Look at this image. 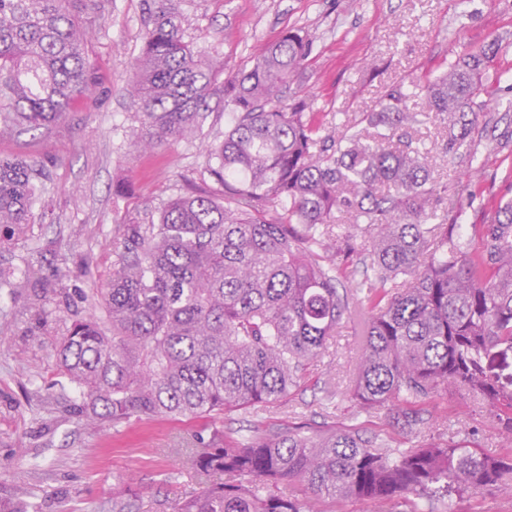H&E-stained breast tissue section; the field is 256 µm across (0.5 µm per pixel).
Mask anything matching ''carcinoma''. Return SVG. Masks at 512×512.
<instances>
[{"label":"carcinoma","instance_id":"obj_1","mask_svg":"<svg viewBox=\"0 0 512 512\" xmlns=\"http://www.w3.org/2000/svg\"><path fill=\"white\" fill-rule=\"evenodd\" d=\"M93 10L89 0H0V136L46 128L94 93L78 22ZM310 51L289 32L230 71L184 40L171 0H149L131 85L143 147L193 136L222 92L229 123L207 149L222 196L198 188L168 201L157 223L127 225L101 291L108 325L79 318L56 349L74 411L95 427L280 402L358 297L368 314L352 394L360 410L387 406L388 422L412 435L440 419L425 401L466 391L512 439V376L501 375L512 353V201L472 225L480 246L468 248L439 212L427 149L410 133L441 112L467 134L490 47L387 90L362 117L373 132L349 121L324 136L297 89ZM38 175L34 163L0 158V245L29 224ZM359 234L364 278L339 289L336 255L355 252ZM389 441L383 429L339 426L216 431L186 451L205 487L174 512H320L326 495L380 512L423 497L512 498V448L488 456L450 438Z\"/></svg>","mask_w":512,"mask_h":512}]
</instances>
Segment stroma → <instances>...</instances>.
<instances>
[{"label":"stroma","mask_w":512,"mask_h":512,"mask_svg":"<svg viewBox=\"0 0 512 512\" xmlns=\"http://www.w3.org/2000/svg\"><path fill=\"white\" fill-rule=\"evenodd\" d=\"M84 15L91 30L87 63L98 85L49 129L0 137V158L37 161L47 179L18 243L0 246V505L18 492L46 502L48 512H112L117 492L140 490L132 512H171L199 492L180 450L213 430L376 428L385 410L353 408L347 392L362 347L359 317L337 330L326 353L307 371L286 404L231 411L220 417L133 419L86 428L67 405L77 394L57 364L56 346L75 315L98 312L99 290L118 261L127 225L151 223L171 198L199 187L219 192L206 171V146L224 136L221 105L195 138L146 150L130 105L134 67L145 41L144 0H95ZM184 38L228 67L248 66L261 43L298 31L312 43L302 93L323 133L337 119L376 109L390 86L419 81L463 55L496 43L486 65L488 88L474 107L476 121L454 153H446L445 115L430 113L413 135L431 157V175L447 187L442 200L460 224H481L512 199V0H172ZM483 177L467 178L470 158ZM430 410L448 420L425 427L422 438L473 433L481 451L512 447L484 405L460 394L435 398ZM418 512H512V500L479 493L444 504L419 500Z\"/></svg>","instance_id":"1"}]
</instances>
